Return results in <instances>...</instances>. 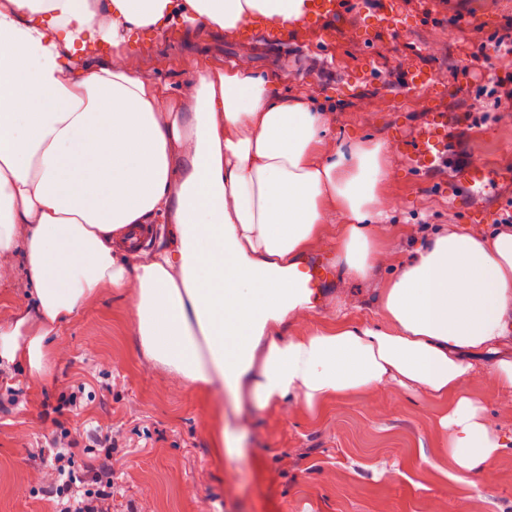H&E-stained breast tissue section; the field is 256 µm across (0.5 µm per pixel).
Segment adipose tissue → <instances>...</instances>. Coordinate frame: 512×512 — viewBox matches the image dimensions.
<instances>
[{"mask_svg": "<svg viewBox=\"0 0 512 512\" xmlns=\"http://www.w3.org/2000/svg\"><path fill=\"white\" fill-rule=\"evenodd\" d=\"M306 0H0V256L23 245L35 301L0 330V359L43 373L45 342L100 289L131 293L145 356L212 403L215 465L243 456L224 407L315 408L389 386L448 403L459 483L503 447L470 396L471 355L512 334V226L433 231L396 263L368 229L389 203L384 143L338 146L327 112L275 91L248 65L200 68L181 108L136 66L140 33L190 20L281 28ZM103 43L106 54H87ZM345 223L335 224L336 215ZM134 224H168L137 259ZM335 226L336 266L398 271L380 325L341 315L307 333L303 259Z\"/></svg>", "mask_w": 512, "mask_h": 512, "instance_id": "adipose-tissue-1", "label": "adipose tissue"}]
</instances>
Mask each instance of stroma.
<instances>
[{
  "mask_svg": "<svg viewBox=\"0 0 512 512\" xmlns=\"http://www.w3.org/2000/svg\"><path fill=\"white\" fill-rule=\"evenodd\" d=\"M395 2L406 25L365 43L369 17ZM483 24L482 34L461 30L455 15ZM512 17V0H360L351 11L328 17L313 32L290 28L284 41L297 56L185 22L175 33L144 34L135 46L137 64L154 75L166 97L181 106L193 75L186 66L225 70L226 58L247 63L277 92L310 99L331 116L337 141H381L389 146L392 177L386 191L397 199L379 217L383 246L408 258L436 227L466 226L493 232L512 214V111L493 107L478 46ZM332 62L323 77L318 61ZM432 75L434 90L406 88V70ZM447 113L448 151L443 164L411 168L401 137ZM499 173L482 189L460 177L455 152ZM13 274L0 283V327L12 326L32 302L22 250L7 258ZM387 277L364 279L329 274L315 283L309 327L333 318L340 304L363 322H378L375 298ZM130 295L105 288L52 334L45 376L26 363L6 364L8 384L25 394L10 402L0 389V512H56L58 498L41 455L52 431L73 443L75 470L90 464L89 448L113 440L112 512H512V446L498 455L493 485L456 483L433 469L451 436L440 419L447 409L420 388L381 389L368 396L331 399L293 412L228 407L224 423L242 434L246 453L212 460L210 399L184 386L141 354L129 316ZM490 358L476 356L471 390L482 415L512 438V398L487 372ZM79 396L81 408L56 415Z\"/></svg>",
  "mask_w": 512,
  "mask_h": 512,
  "instance_id": "1",
  "label": "stroma"
}]
</instances>
